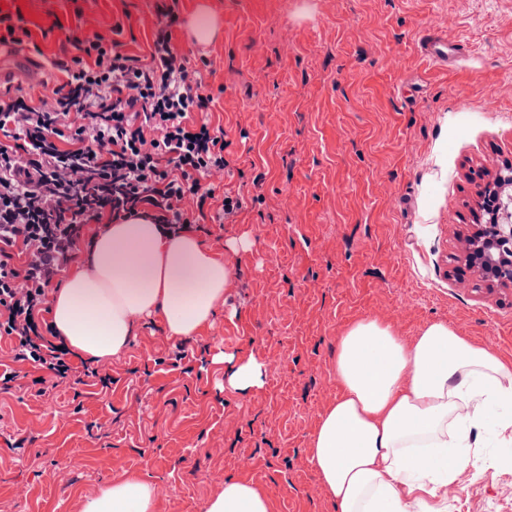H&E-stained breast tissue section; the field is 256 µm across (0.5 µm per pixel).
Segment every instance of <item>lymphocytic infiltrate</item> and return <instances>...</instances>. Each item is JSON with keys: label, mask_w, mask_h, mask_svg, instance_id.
<instances>
[{"label": "lymphocytic infiltrate", "mask_w": 512, "mask_h": 512, "mask_svg": "<svg viewBox=\"0 0 512 512\" xmlns=\"http://www.w3.org/2000/svg\"><path fill=\"white\" fill-rule=\"evenodd\" d=\"M155 13L145 56L126 52L121 20L61 47L49 60L61 76L53 106L0 93V338L12 341L0 356L45 371L55 386L71 367L56 346L36 342L33 317L88 225L147 213L176 232L199 225L209 200L217 224L242 207L210 182L228 166L224 132L208 118L210 62L181 52L165 0Z\"/></svg>", "instance_id": "f902f5d3"}]
</instances>
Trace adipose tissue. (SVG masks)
<instances>
[{"instance_id":"adipose-tissue-1","label":"adipose tissue","mask_w":512,"mask_h":512,"mask_svg":"<svg viewBox=\"0 0 512 512\" xmlns=\"http://www.w3.org/2000/svg\"><path fill=\"white\" fill-rule=\"evenodd\" d=\"M227 256L195 232L134 216L108 224L88 256L65 273L52 294L54 336L80 359H120L144 318L167 338L192 337L210 326L233 278ZM229 364L224 385L246 394L264 384L255 356L218 352ZM340 392L321 414L308 463L339 512H447L448 486L473 433L495 426L512 436V367L447 324H428L412 341L375 320L338 340ZM154 487L123 473L81 512H156ZM205 512H272L267 495L248 481L225 479Z\"/></svg>"}]
</instances>
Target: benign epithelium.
<instances>
[{"instance_id":"7a95c632","label":"benign epithelium","mask_w":512,"mask_h":512,"mask_svg":"<svg viewBox=\"0 0 512 512\" xmlns=\"http://www.w3.org/2000/svg\"><path fill=\"white\" fill-rule=\"evenodd\" d=\"M508 175L497 172L479 191V209L485 223L460 240L454 260L477 276L486 288H512V210L502 203L503 180L512 182V163L504 166Z\"/></svg>"}]
</instances>
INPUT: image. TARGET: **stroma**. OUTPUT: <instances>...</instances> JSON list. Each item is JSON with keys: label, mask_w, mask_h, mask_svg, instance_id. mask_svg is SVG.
I'll use <instances>...</instances> for the list:
<instances>
[{"label": "stroma", "mask_w": 512, "mask_h": 512, "mask_svg": "<svg viewBox=\"0 0 512 512\" xmlns=\"http://www.w3.org/2000/svg\"><path fill=\"white\" fill-rule=\"evenodd\" d=\"M223 33L207 46L210 120L224 130L244 198L200 239L216 253L246 238L210 328L167 339L144 322L108 363L109 388L51 389L9 364L0 394V512H78L123 471L150 482L158 512H205L225 479L262 486L274 512H336L307 463L320 415L338 393L337 339L377 320L404 338L432 322L512 362V288L450 277L458 233L475 221V173L512 161V0H207ZM78 37L130 14L127 49L145 54L150 0H77ZM52 56L64 0H5ZM456 49L445 66L417 42ZM184 359H177V350ZM255 356L261 388L224 387L218 351ZM33 441L16 448L19 434ZM512 441L480 433L448 487L450 512H512ZM418 49L423 58L432 63H443L448 65V42L435 35L426 34L419 39Z\"/></svg>", "instance_id": "1"}]
</instances>
